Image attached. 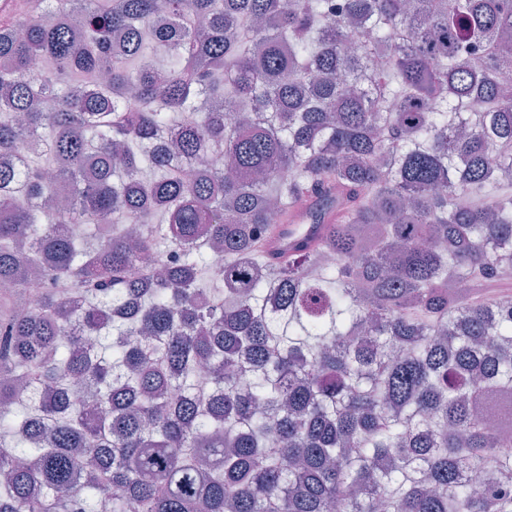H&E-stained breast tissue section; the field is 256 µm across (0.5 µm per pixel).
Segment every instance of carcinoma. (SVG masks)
Listing matches in <instances>:
<instances>
[{
    "instance_id": "obj_1",
    "label": "carcinoma",
    "mask_w": 512,
    "mask_h": 512,
    "mask_svg": "<svg viewBox=\"0 0 512 512\" xmlns=\"http://www.w3.org/2000/svg\"><path fill=\"white\" fill-rule=\"evenodd\" d=\"M508 68L512 0L1 19L0 512H512Z\"/></svg>"
}]
</instances>
